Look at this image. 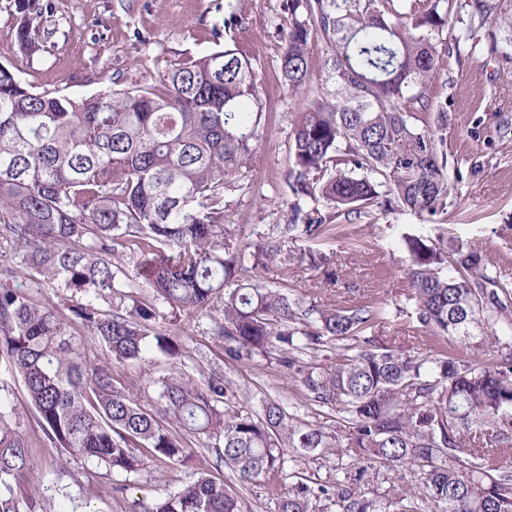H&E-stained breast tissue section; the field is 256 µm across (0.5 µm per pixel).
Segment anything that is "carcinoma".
<instances>
[{
    "mask_svg": "<svg viewBox=\"0 0 512 512\" xmlns=\"http://www.w3.org/2000/svg\"><path fill=\"white\" fill-rule=\"evenodd\" d=\"M277 33L283 92L298 99L288 136L287 218L232 247L225 192L245 189L263 140L267 101L238 0H225L224 42L201 55L141 64L156 75L111 80L87 97L35 89L0 65V358L22 380L47 441L127 475L186 460L195 441L240 486L283 473L274 512H512V282L476 247L404 234L412 316L441 341L411 356L368 335L386 312L324 310L282 277L251 270L319 269L321 253L282 256V238L314 240L374 214L434 216L448 205V109L432 84L446 29L455 44L482 37L507 66L512 6L468 0H283ZM19 51H47L43 0H18ZM324 83L312 85V37ZM134 272L122 266L127 254ZM56 283L80 293L61 309L23 289ZM187 316L212 311L225 355L279 353L304 399L268 398L257 412L229 406L213 373L198 383L178 368L157 381L154 408L115 386L116 364L151 351L186 356L180 329L155 330L157 305ZM82 330L104 358H90ZM335 360L324 367L322 357ZM492 353L489 359L483 355ZM336 412L326 428L309 412ZM32 442L0 411V512H35L19 479L38 477ZM336 456V480L309 483L296 467ZM380 463L407 468L387 502L361 479ZM143 512H249L241 493L197 473Z\"/></svg>",
    "mask_w": 512,
    "mask_h": 512,
    "instance_id": "carcinoma-1",
    "label": "carcinoma"
}]
</instances>
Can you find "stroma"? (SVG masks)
I'll list each match as a JSON object with an SVG mask.
<instances>
[{
	"label": "stroma",
	"instance_id": "obj_1",
	"mask_svg": "<svg viewBox=\"0 0 512 512\" xmlns=\"http://www.w3.org/2000/svg\"><path fill=\"white\" fill-rule=\"evenodd\" d=\"M42 18L53 30L49 53L33 60L18 50L16 0H0V63L18 66L37 89H58L71 96L96 92L103 79L141 80L143 59L165 62L180 54L213 48V31L224 20V0H52ZM282 0H244L243 13L256 52L255 66L267 99L269 126L251 173L250 192L225 194L227 223L236 227V242L266 236L270 225L284 221L282 211L263 204V197L285 193L288 133L296 102L278 83L276 30L287 26ZM433 94L448 104V207L433 220L410 211L363 218L336 225L327 236L283 239L281 251L314 250L328 256L318 270L296 269L293 286L322 308L367 305L392 311V322L374 327L384 345L412 356L434 354L437 343L416 321L403 315L407 293L403 233L429 234L443 224L448 234L474 244L493 261L498 273L512 280V73L490 58L485 43L467 41L449 48L439 60ZM183 332L188 355L180 369L194 378L216 371L232 379L237 409H256L267 398L287 399L296 386L270 356L260 364L234 361L224 343L211 333L209 317L188 318L158 306L154 325ZM0 407L34 443L40 477V512H140L143 502L175 491L205 467L204 451L192 446L178 468L149 464L126 476L93 467L82 458L62 454L52 465L44 432L21 383L0 373Z\"/></svg>",
	"mask_w": 512,
	"mask_h": 512
}]
</instances>
